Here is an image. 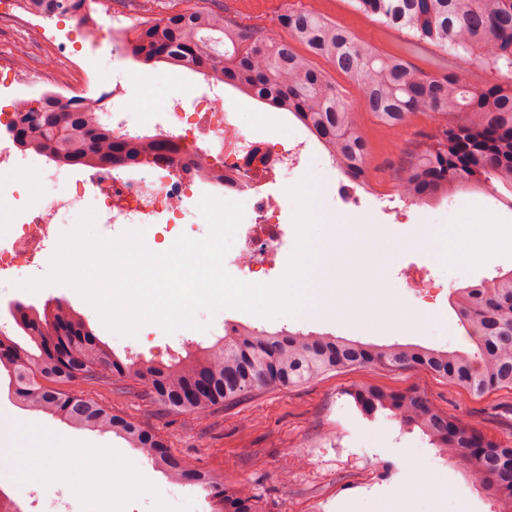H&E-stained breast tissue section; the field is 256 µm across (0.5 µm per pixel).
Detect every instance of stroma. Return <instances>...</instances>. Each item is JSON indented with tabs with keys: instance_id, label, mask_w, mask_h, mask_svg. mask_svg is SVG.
<instances>
[{
	"instance_id": "35a3bbf8",
	"label": "stroma",
	"mask_w": 512,
	"mask_h": 512,
	"mask_svg": "<svg viewBox=\"0 0 512 512\" xmlns=\"http://www.w3.org/2000/svg\"><path fill=\"white\" fill-rule=\"evenodd\" d=\"M300 0H112L120 9L117 17L104 18L106 27L117 28L121 37L133 35L141 22L166 14L192 9L228 10L238 24L262 29L287 38L285 29L277 27L278 13L298 7ZM317 11L367 39L377 50L403 56L414 68L431 74L460 73L471 87H479L492 78L491 65L482 60L462 63L455 52L430 42L416 40L413 32L394 30L376 18L359 12L354 0H318ZM57 39L43 42L34 35L11 27L0 20V56L16 46H26V64L53 72L64 83L79 77L77 69L65 58L59 42L71 30L66 16H55ZM112 71L104 83L120 81L127 90V117L130 126L138 127L158 121L168 100L177 94L204 92L208 82L193 74L188 84H181L169 74L167 66H144L121 50H113ZM244 124L262 141H275L288 135L307 139L308 132L291 116L268 108L252 112L240 110ZM370 146L371 178L378 185L395 183L405 154L430 141L447 123L444 114L420 116L413 125L391 128L378 122L370 113H359ZM304 173L317 184L314 208L321 223L376 224L391 227L395 237L406 236L409 229L434 225L446 227L463 208L475 205L512 221V190L503 186L468 187L452 197L442 199L437 207H414L406 211L386 209L370 191L356 186L342 191L344 175L332 168L322 145L312 143L306 156ZM426 266L438 289L434 298L415 296L406 284L407 270ZM512 270V258L499 256L485 266L466 271L447 269L441 258L421 249L398 252L386 271L389 291L397 300L389 310L388 326L355 325L328 317L310 321L301 315H283L261 319L251 313L224 308L219 312L199 311L202 330L183 328L166 333L159 325L147 323L136 335L115 337L101 322L97 312L73 288L51 285L31 293L20 289L29 272L0 277V327L13 329L11 307L15 302L42 306L47 299L69 302L82 314L99 339L118 356L138 355L145 359L170 360L184 356L186 345L214 343L225 335L226 323L255 326L275 332L291 331L328 333L363 343L417 344L442 350L467 351L472 347L449 303L452 285H476L497 272ZM441 318L448 324L446 334L433 337L417 331L414 316ZM370 384L391 389H425L435 403L448 414L457 416L474 429L512 445V390L496 391L481 397L448 384L417 368L353 369L330 373L298 387L270 391L229 405L202 419L160 411L137 391L110 393L107 386L92 387L91 393L103 401H112L133 420L164 434L182 466L189 470H207L225 483H248L258 496L263 512H402L397 491L407 478L403 461L408 452H416L435 471L438 482L432 495L424 497L421 512H491L483 494L469 484L461 466L439 457L429 439L419 429H407L398 421L384 417L368 420L353 405L348 389ZM60 445L76 448H109L125 459L139 461L134 449L120 439L68 426L41 412L17 406L8 393L7 381H0V456L22 465L37 448ZM148 493L127 495L112 504V512H212L206 499L200 498L190 484L171 482L163 473L150 471ZM451 490L452 502H445L443 490ZM61 498L50 506L35 484L15 501L21 512H92L88 500L72 487L59 485Z\"/></svg>"
}]
</instances>
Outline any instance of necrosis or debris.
<instances>
[{
	"instance_id": "obj_1",
	"label": "necrosis or debris",
	"mask_w": 512,
	"mask_h": 512,
	"mask_svg": "<svg viewBox=\"0 0 512 512\" xmlns=\"http://www.w3.org/2000/svg\"><path fill=\"white\" fill-rule=\"evenodd\" d=\"M46 83L56 97L73 98L72 89L55 79L43 80L34 68H20L15 59H0V127L10 125L21 103L15 92L22 80ZM156 136L171 140L176 151L169 160L145 165L99 167L85 178L65 177L57 167L52 181L56 194L30 206L22 168L36 158L21 151L9 135L0 136V274L32 266L38 245L61 236L59 217L84 211L87 197L98 201L97 220L140 229L145 244L165 238H200L204 217L199 203L204 195L241 203L243 216L234 235L238 280L253 281L268 256L282 243L279 217L282 201L269 190L277 178L301 171L306 141L294 144L256 141L224 99L223 85L210 93L186 99L170 98L162 121L154 123ZM121 198L114 207L113 198Z\"/></svg>"
}]
</instances>
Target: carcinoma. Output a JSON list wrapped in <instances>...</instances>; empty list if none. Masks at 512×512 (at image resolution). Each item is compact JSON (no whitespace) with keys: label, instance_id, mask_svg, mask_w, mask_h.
Returning a JSON list of instances; mask_svg holds the SVG:
<instances>
[{"label":"carcinoma","instance_id":"obj_1","mask_svg":"<svg viewBox=\"0 0 512 512\" xmlns=\"http://www.w3.org/2000/svg\"><path fill=\"white\" fill-rule=\"evenodd\" d=\"M358 9L397 29L409 28L458 53L477 48L496 75L478 88L457 74L434 75L403 58L380 54L369 42L329 22L320 13L285 9L278 16L292 41L231 25L221 13L183 11L143 23L130 53L140 63L176 66L182 60L207 79L224 80L242 94L292 114L354 182L370 176L367 142L357 112H369L388 127L412 124L427 112L447 113L432 143L406 154L398 186L418 201L446 198L472 182L495 179L512 187V0H356ZM82 0H28L45 17L75 12ZM303 45L301 55L295 44ZM232 60L224 67V58ZM339 71L354 82L362 103L347 99L315 66ZM94 105L62 103L46 92L27 101L11 123L17 146L56 164L86 167L142 162L175 150L152 136L136 141L112 139V129L97 126ZM66 120L64 128L59 122ZM472 352L394 343L364 345L331 335L281 329L226 330L219 339L170 362L124 358L95 336L67 302L16 305L13 318L28 341L20 343L0 327V367L7 371L16 403L76 428L111 433L137 450L154 470L177 483L208 492L215 512H260V502L245 484H226L208 471L187 474L170 451L168 439L129 419L84 387L130 382L160 410L203 418L216 409L259 392L308 384L329 373L381 366L421 368L481 397L512 389V270L463 286L449 296ZM37 364L39 374L31 370ZM355 407L373 420L382 414L418 427L438 455L461 463L467 481L493 502V512H512V470L496 454L482 457L473 445L494 439L437 406L423 390L360 385L350 390Z\"/></svg>","mask_w":512,"mask_h":512}]
</instances>
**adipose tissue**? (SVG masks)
<instances>
[{
	"instance_id": "obj_1",
	"label": "adipose tissue",
	"mask_w": 512,
	"mask_h": 512,
	"mask_svg": "<svg viewBox=\"0 0 512 512\" xmlns=\"http://www.w3.org/2000/svg\"><path fill=\"white\" fill-rule=\"evenodd\" d=\"M69 482L89 499L99 502L101 512H112L113 497L146 491L149 477L136 463L118 466L110 449L86 453L82 448H39L25 461L16 489L28 483L47 487Z\"/></svg>"
}]
</instances>
